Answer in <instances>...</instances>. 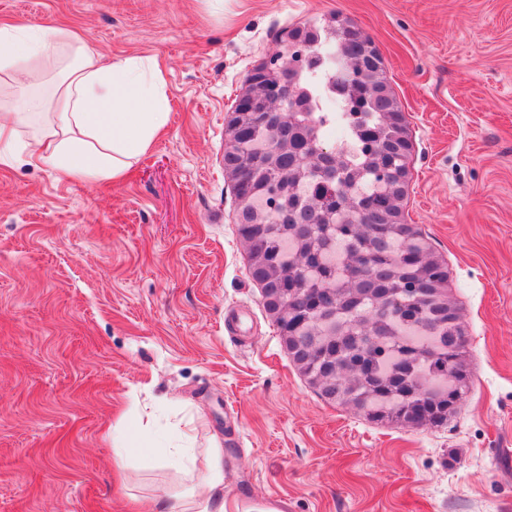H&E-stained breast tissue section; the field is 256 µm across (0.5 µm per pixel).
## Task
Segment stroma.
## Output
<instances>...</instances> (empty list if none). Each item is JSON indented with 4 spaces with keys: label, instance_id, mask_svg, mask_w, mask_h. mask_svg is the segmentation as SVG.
Returning a JSON list of instances; mask_svg holds the SVG:
<instances>
[{
    "label": "stroma",
    "instance_id": "stroma-1",
    "mask_svg": "<svg viewBox=\"0 0 512 512\" xmlns=\"http://www.w3.org/2000/svg\"><path fill=\"white\" fill-rule=\"evenodd\" d=\"M339 12L374 41L413 144L406 223L448 267L471 382L441 427L324 401L248 274L225 116L279 30ZM104 59L152 56L172 104L118 183L0 169V512H139L201 493L284 512H512V0H0ZM128 451L115 463L113 435ZM165 462L168 466L182 472L190 482L194 480L195 475L192 469L193 460L190 448H171Z\"/></svg>",
    "mask_w": 512,
    "mask_h": 512
}]
</instances>
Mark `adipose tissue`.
<instances>
[{
	"mask_svg": "<svg viewBox=\"0 0 512 512\" xmlns=\"http://www.w3.org/2000/svg\"><path fill=\"white\" fill-rule=\"evenodd\" d=\"M46 64L57 76L50 99L30 96L25 111L0 113V167L21 150L29 164L67 178L121 181L169 125L161 68L138 56L103 61L87 37L60 26H0L1 75L34 77ZM32 116L37 128L21 139ZM205 483L208 495L179 497L178 512H228L216 493L224 483L218 461H211Z\"/></svg>",
	"mask_w": 512,
	"mask_h": 512,
	"instance_id": "1",
	"label": "adipose tissue"
}]
</instances>
